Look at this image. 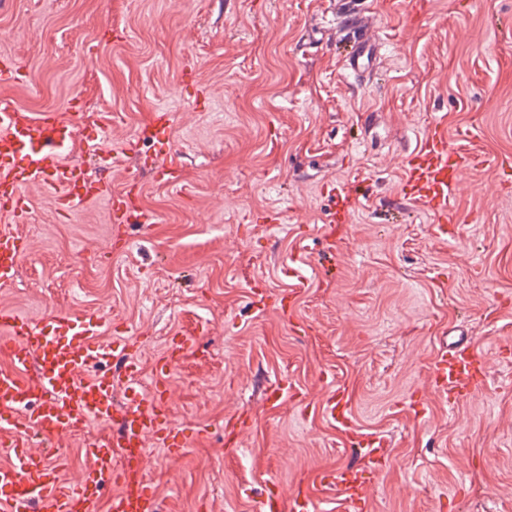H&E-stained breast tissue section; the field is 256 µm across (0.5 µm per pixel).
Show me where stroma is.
<instances>
[{
  "label": "stroma",
  "mask_w": 512,
  "mask_h": 512,
  "mask_svg": "<svg viewBox=\"0 0 512 512\" xmlns=\"http://www.w3.org/2000/svg\"><path fill=\"white\" fill-rule=\"evenodd\" d=\"M330 2L0 0V56L25 73L0 99L78 125L68 162L96 170L92 136L121 159L73 214L25 189L30 249L0 306L94 310L101 344L133 341L185 434L181 455L142 462L165 512H255L270 480L348 512L324 481L347 465L366 472V512H512V0H369L379 57L362 76L312 36ZM161 110L171 175L144 134ZM439 120L471 159L444 240L402 196V154ZM129 190L152 224L113 221L110 195ZM462 332L486 371L469 399L431 384ZM278 384L290 393L269 402ZM337 389L354 434L319 408ZM103 431L55 437L67 481ZM361 436L384 443L375 470Z\"/></svg>",
  "instance_id": "stroma-1"
}]
</instances>
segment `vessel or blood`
<instances>
[{
    "mask_svg": "<svg viewBox=\"0 0 512 512\" xmlns=\"http://www.w3.org/2000/svg\"><path fill=\"white\" fill-rule=\"evenodd\" d=\"M338 26L333 39L348 43L341 62L344 71L358 73L372 64L378 45L371 31L377 14L364 0H334ZM78 131L57 113L36 116L18 111L0 100V213L13 223L26 214L23 190L39 183L54 192V204L75 213L104 191L82 167L65 163ZM470 162L453 153L448 132L435 124L404 156L403 192L431 209L439 233L457 222L451 195ZM28 249L26 238L12 226L0 227V283L14 282ZM101 322L92 312L58 313L42 321L0 308V353L11 366L0 369V433L29 426L35 437L50 439L61 431H80L90 422L109 424L110 432L90 449L91 465L76 483L63 477L50 452H32L26 439L0 443V454L10 458L0 468V504L6 512H97L105 488L117 483L110 512H160L159 499L144 477L140 463L151 447L167 455L180 454L183 440L166 406L161 383H144L134 368L112 380L104 367L116 352L129 350L127 339L99 344ZM435 378L460 397L470 396L481 384L478 359L468 344L440 355ZM351 512H362L369 494L366 478L344 467L332 477ZM317 503L296 491L290 497L268 494L256 512H317Z\"/></svg>",
    "mask_w": 512,
    "mask_h": 512,
    "instance_id": "1",
    "label": "vessel or blood"
}]
</instances>
